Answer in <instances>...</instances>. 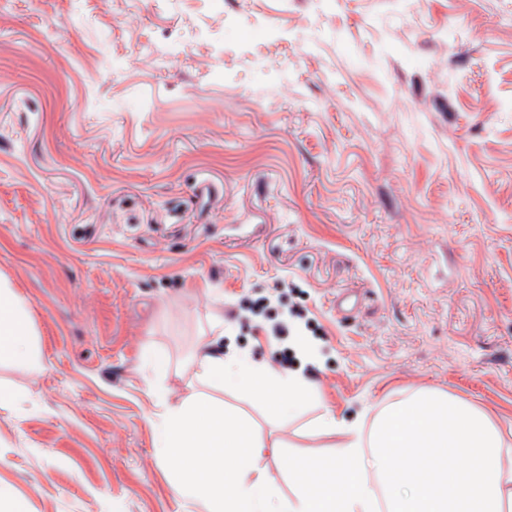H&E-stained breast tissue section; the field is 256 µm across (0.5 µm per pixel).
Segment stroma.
I'll list each match as a JSON object with an SVG mask.
<instances>
[{
  "instance_id": "obj_1",
  "label": "stroma",
  "mask_w": 512,
  "mask_h": 512,
  "mask_svg": "<svg viewBox=\"0 0 512 512\" xmlns=\"http://www.w3.org/2000/svg\"><path fill=\"white\" fill-rule=\"evenodd\" d=\"M0 280V512H203L162 402L216 316L277 365L280 288L318 400L212 396L285 451L419 388L512 431V0H0ZM32 336L34 327L27 305L12 288L0 282V361L36 362ZM302 316L303 314L301 311L294 307L288 308L285 313V319L281 322L275 323L271 327V335L284 343L288 341L289 336H298L299 334L296 333L298 332L299 320Z\"/></svg>"
}]
</instances>
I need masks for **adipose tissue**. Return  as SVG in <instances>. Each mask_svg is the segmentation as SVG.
I'll list each match as a JSON object with an SVG mask.
<instances>
[{
  "label": "adipose tissue",
  "instance_id": "obj_1",
  "mask_svg": "<svg viewBox=\"0 0 512 512\" xmlns=\"http://www.w3.org/2000/svg\"><path fill=\"white\" fill-rule=\"evenodd\" d=\"M33 334L25 302L0 282V360L36 362ZM192 367L205 391L164 402L155 448L175 495L206 512H512V438L491 411L459 396L419 389L384 404L367 426L323 412L309 434L332 437L331 455H282L271 469L263 463L269 441L208 389L269 400L278 419L299 414L314 386L245 353L202 347ZM301 471L316 481L299 480Z\"/></svg>",
  "mask_w": 512,
  "mask_h": 512
}]
</instances>
